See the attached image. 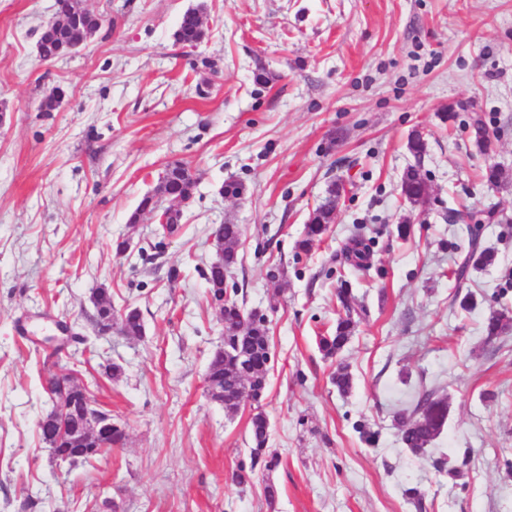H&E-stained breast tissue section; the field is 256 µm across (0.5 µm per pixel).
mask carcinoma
<instances>
[{"mask_svg": "<svg viewBox=\"0 0 512 512\" xmlns=\"http://www.w3.org/2000/svg\"><path fill=\"white\" fill-rule=\"evenodd\" d=\"M58 18L43 25L37 41L39 59L43 62L56 60L70 52L72 40L71 25L80 21V27L91 31L99 30V23L92 14L77 16L75 0H59ZM176 43L195 48L205 39V30L201 19V9L189 8L181 16L174 33ZM197 179L189 167L181 161H173L166 165L165 175L154 191L145 193L135 211L130 215L129 222L135 224L146 214L158 215L168 213V226L159 227L158 234L164 236L179 230L182 214L179 204L189 202L195 195ZM342 186L332 183L328 195L313 211L309 218L308 231L298 248L310 252L315 242L321 240L329 224L333 222L336 205L341 195ZM402 195L414 207L423 208L428 204V195L424 180L420 177L417 167L407 172L403 184ZM452 218L469 225L470 239L466 253L454 270L455 296L461 297L460 305L465 308L472 300V294L462 293L470 281V272L492 263L494 255L481 246L480 234L484 224L497 220V213L475 211L471 209L455 210ZM216 241L222 246V264L211 266L205 279L209 285L208 293L216 297L224 296L221 308V321L224 326V343L210 356L207 365V381L213 398L221 401L229 412L238 410L245 401L258 403L262 398L270 364L269 353V320L256 313L247 314L239 306L236 299L228 296L225 288L226 272L238 263V246L242 236L240 225L227 221L213 229ZM349 252L356 259L355 266H363L370 246L361 237L350 241ZM337 299L344 311L336 321L335 332L331 336L319 339V349L327 357L339 354L353 335L355 318L366 314V308L359 298L348 288L337 293ZM92 301L95 307L93 325L98 333L105 334L112 329V302L105 299L103 289L93 292ZM120 330L126 336H140L143 333V321L138 309L128 310L121 319ZM512 330V310L506 307L490 311L485 319L483 332L485 339L490 341ZM338 391L346 393L352 386V378L347 367L340 364L332 377ZM59 386V376L52 374L46 379L45 392L51 403L50 410L40 419L38 430L42 441L49 446L54 457L72 462L86 461L92 454L83 452L77 455L78 446L70 440L59 438L54 414L59 408V400L55 392ZM448 415V401L436 396L432 390L419 392L414 407L409 412L399 414L398 428L402 444L413 454L422 453L427 446L439 437ZM251 448L246 456L239 460L234 478L240 485L251 482L256 471L263 469L272 471L280 464L277 452L268 448L269 421L259 411L250 420Z\"/></svg>", "mask_w": 512, "mask_h": 512, "instance_id": "1", "label": "carcinoma"}]
</instances>
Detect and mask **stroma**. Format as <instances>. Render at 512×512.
<instances>
[{"label": "stroma", "instance_id": "stroma-1", "mask_svg": "<svg viewBox=\"0 0 512 512\" xmlns=\"http://www.w3.org/2000/svg\"><path fill=\"white\" fill-rule=\"evenodd\" d=\"M90 5L100 31L44 63L36 43L55 0H0V512H512V333L482 332L491 308L512 306V0ZM197 5L207 36L192 49L174 32ZM56 89L61 106L42 111ZM477 118L489 149L475 143ZM174 160L198 185L163 240L154 219L129 217ZM413 164L423 209L401 194ZM230 179L241 197L221 194ZM335 181L334 223L297 254ZM464 206L498 216L483 230L495 261L473 272L466 309L449 276L469 230L448 211ZM227 220L243 235L225 284L267 315L271 336L265 394L234 413L205 383L223 342L204 278L210 228ZM356 235L371 242L364 269L344 252ZM344 287L368 315L330 359L318 338L334 330ZM98 288L115 313L140 310L143 336L97 335ZM111 360L120 377L107 375ZM341 363L346 394L331 382ZM51 372L73 373L125 424L122 447L74 465L52 458L38 432ZM425 389L447 398L448 419L415 455L396 416ZM258 409L280 464L242 487L232 472ZM441 456L462 478L435 469ZM407 148L419 165L426 151L424 140L419 135L410 136ZM418 165L411 166L412 169L407 172L402 184V195L412 206L424 208L428 204V195L425 182L418 172Z\"/></svg>", "mask_w": 512, "mask_h": 512}]
</instances>
